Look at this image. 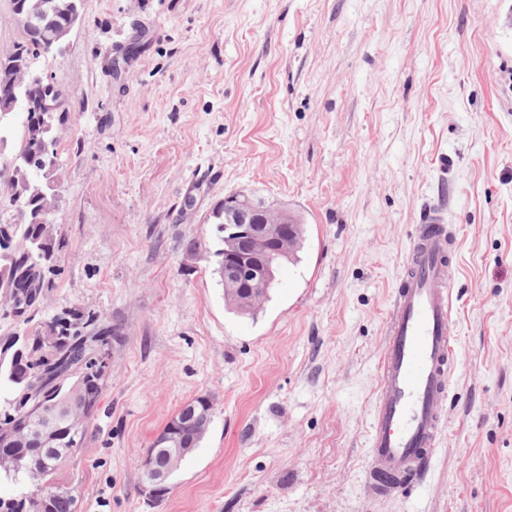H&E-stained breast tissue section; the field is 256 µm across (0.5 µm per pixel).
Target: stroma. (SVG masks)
<instances>
[{
    "instance_id": "obj_1",
    "label": "stroma",
    "mask_w": 512,
    "mask_h": 512,
    "mask_svg": "<svg viewBox=\"0 0 512 512\" xmlns=\"http://www.w3.org/2000/svg\"><path fill=\"white\" fill-rule=\"evenodd\" d=\"M34 71L67 112L37 316L120 328L55 477L77 512H512V0H83ZM240 189L305 229L251 316L190 248ZM430 207L456 240L457 363L422 486L379 496L378 361ZM201 395L209 430L148 503L140 461Z\"/></svg>"
}]
</instances>
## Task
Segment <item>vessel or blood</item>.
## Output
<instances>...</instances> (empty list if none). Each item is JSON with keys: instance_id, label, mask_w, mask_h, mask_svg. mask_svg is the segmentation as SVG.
I'll return each instance as SVG.
<instances>
[{"instance_id": "b4317fda", "label": "vessel or blood", "mask_w": 512, "mask_h": 512, "mask_svg": "<svg viewBox=\"0 0 512 512\" xmlns=\"http://www.w3.org/2000/svg\"><path fill=\"white\" fill-rule=\"evenodd\" d=\"M452 253L443 215L429 209L392 299L379 364L368 448L384 493L420 484L440 434L455 358Z\"/></svg>"}]
</instances>
